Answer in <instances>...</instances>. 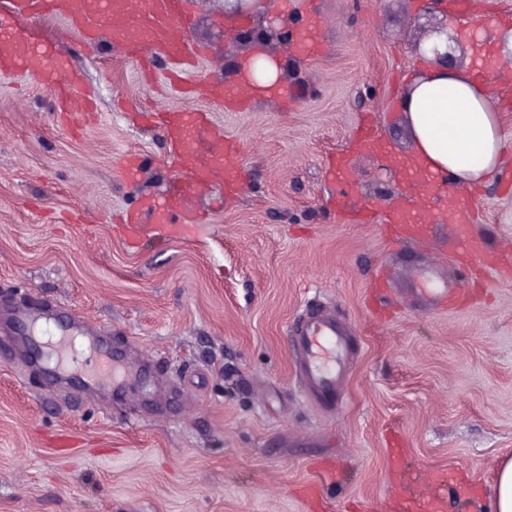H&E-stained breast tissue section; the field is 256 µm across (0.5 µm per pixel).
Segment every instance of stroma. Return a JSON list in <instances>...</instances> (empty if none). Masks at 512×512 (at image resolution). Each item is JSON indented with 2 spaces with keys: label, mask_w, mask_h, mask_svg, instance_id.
<instances>
[{
  "label": "stroma",
  "mask_w": 512,
  "mask_h": 512,
  "mask_svg": "<svg viewBox=\"0 0 512 512\" xmlns=\"http://www.w3.org/2000/svg\"><path fill=\"white\" fill-rule=\"evenodd\" d=\"M295 32L317 25L320 53L290 43L286 80L265 102L228 112L209 96L226 80L232 31L224 0H193L191 37L207 49L183 81L167 59L149 70L102 38L94 47L54 19L16 17L49 46L59 82L92 94V117L62 118L34 75L0 74V512H308L303 485L338 463L323 512H401L439 494L446 512H486L498 459L512 456V278L460 260L448 225L390 252L379 217L425 201L406 178L412 144L399 100L424 59L431 19L459 42L456 65L496 90L507 151L500 174L472 189L469 225L512 246V65L477 38L512 18V0H470L478 25L427 0H274ZM79 76L71 84V76ZM201 112L236 144L238 182L222 203L192 195L205 221L166 244L130 248L119 217L164 202L178 159L153 109ZM373 121L379 144L357 146ZM136 155L138 170L122 166ZM348 180L328 183L330 157ZM370 210L374 221H349ZM454 299L434 303L431 289ZM51 312L117 350L135 380L90 389L28 360L12 315ZM351 327L344 399L302 393L287 338L311 312ZM71 433V448L54 439ZM405 465L392 473L389 442Z\"/></svg>",
  "instance_id": "1"
}]
</instances>
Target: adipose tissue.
Returning a JSON list of instances; mask_svg holds the SVG:
<instances>
[{
    "instance_id": "1",
    "label": "adipose tissue",
    "mask_w": 512,
    "mask_h": 512,
    "mask_svg": "<svg viewBox=\"0 0 512 512\" xmlns=\"http://www.w3.org/2000/svg\"><path fill=\"white\" fill-rule=\"evenodd\" d=\"M400 108L413 142L410 165L421 173L449 176L467 190L504 165L499 104L471 66L429 63L409 81Z\"/></svg>"
}]
</instances>
